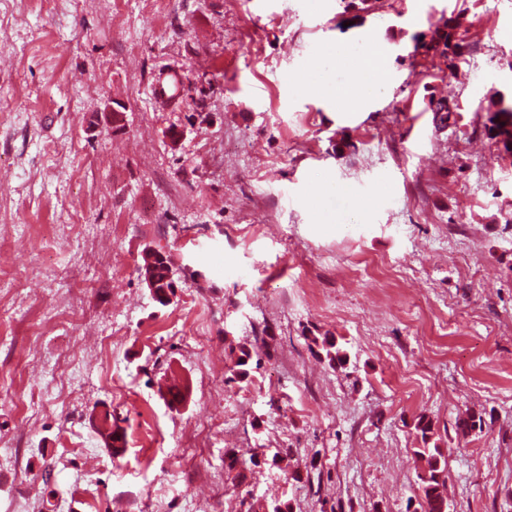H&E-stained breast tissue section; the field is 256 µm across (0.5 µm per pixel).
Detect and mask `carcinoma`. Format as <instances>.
<instances>
[{"label": "carcinoma", "mask_w": 512, "mask_h": 512, "mask_svg": "<svg viewBox=\"0 0 512 512\" xmlns=\"http://www.w3.org/2000/svg\"><path fill=\"white\" fill-rule=\"evenodd\" d=\"M462 26L459 17H449L446 29L435 31L426 43L428 49L450 61L454 66L465 61L467 45L458 35ZM457 108L455 99L448 97L431 103V111L439 114L440 123L448 122V114ZM489 125L485 126L490 138H501L504 149L512 152V102L504 99L490 100L485 108ZM139 273L147 286L154 292L156 300L163 306L170 304L173 275L168 259L150 249L144 250L143 264ZM323 353L324 360L333 369H342L347 363V355L338 345L334 336H314L311 338ZM252 351L245 345L238 346V354L231 368L230 380L237 383L249 381ZM415 430L422 447L414 450L417 459L423 462L417 473L420 512H446L448 508V462L442 449L429 446L434 435V424L429 417L421 415L416 419Z\"/></svg>", "instance_id": "cac0c4a2"}]
</instances>
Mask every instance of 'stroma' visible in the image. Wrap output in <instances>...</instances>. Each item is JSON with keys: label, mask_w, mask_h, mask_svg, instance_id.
<instances>
[{"label": "stroma", "mask_w": 512, "mask_h": 512, "mask_svg": "<svg viewBox=\"0 0 512 512\" xmlns=\"http://www.w3.org/2000/svg\"><path fill=\"white\" fill-rule=\"evenodd\" d=\"M462 5L455 72L414 38ZM338 45L340 80L376 95L309 91ZM493 96L512 101V0H0V512H415L421 415L448 512H512ZM148 246L170 306L139 275ZM327 333L346 369L311 350ZM241 344L247 384L228 380ZM106 408L118 457L92 422ZM467 411L482 428L464 435ZM143 264L139 273L144 277L147 286L154 292L156 300L162 305L170 304L169 294L173 293V275L168 259L151 249H145Z\"/></svg>", "instance_id": "35a3bbf8"}]
</instances>
